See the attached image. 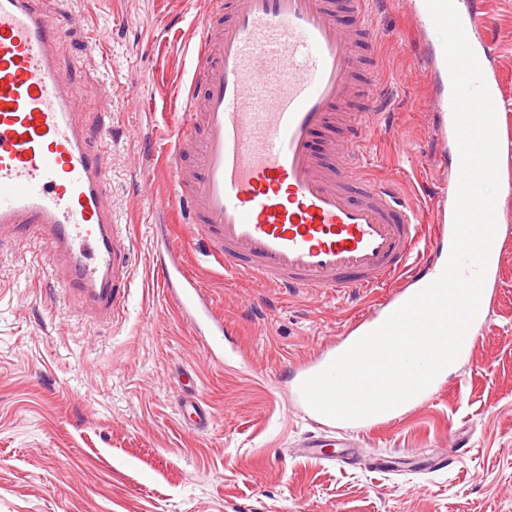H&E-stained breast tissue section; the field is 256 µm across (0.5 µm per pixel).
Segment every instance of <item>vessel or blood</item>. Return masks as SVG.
Masks as SVG:
<instances>
[{
  "instance_id": "obj_1",
  "label": "vessel or blood",
  "mask_w": 512,
  "mask_h": 512,
  "mask_svg": "<svg viewBox=\"0 0 512 512\" xmlns=\"http://www.w3.org/2000/svg\"><path fill=\"white\" fill-rule=\"evenodd\" d=\"M369 0H209L200 19L194 93L170 136L175 177L157 209L179 208L206 255L262 288L339 297L390 289L384 306L351 330L384 323L443 272L447 215L460 169L438 181L437 217L426 233L388 183L363 175L364 130L375 87L357 79L362 45L376 31ZM493 101L501 70L484 35L488 0H455ZM61 25L39 0H0V233L28 230L49 246L50 267L97 320L119 316L132 284L130 241L103 203L107 163L60 78ZM441 141L455 139L450 81L439 83ZM340 128L315 151L316 135ZM497 224L512 222V165L500 163ZM505 242L494 238L484 283L497 285ZM156 281L213 361L237 360L227 330L177 254L157 260ZM181 413L199 429L209 415L185 393Z\"/></svg>"
}]
</instances>
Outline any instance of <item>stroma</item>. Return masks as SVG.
<instances>
[{
	"label": "stroma",
	"mask_w": 512,
	"mask_h": 512,
	"mask_svg": "<svg viewBox=\"0 0 512 512\" xmlns=\"http://www.w3.org/2000/svg\"><path fill=\"white\" fill-rule=\"evenodd\" d=\"M40 6L61 23V73L80 120L91 135L110 132L107 204L132 240L134 283L121 317L98 323L54 282L46 243L0 238V512H512V245L475 349L434 397L365 433L348 457L305 458L302 441L344 428L299 410L284 370L338 343L385 289L341 299L253 287L205 257L176 214L155 211L171 189L167 135L189 100L208 0ZM408 11L368 6L378 32L368 55L386 99L367 132L368 163L426 224L440 148L429 126L436 75L417 59L441 40L433 28L416 33ZM488 36L512 107V0H490ZM161 242L201 279L243 362L214 364L166 298L152 263ZM186 374L211 415L202 432L178 409ZM375 453L394 457V470L370 467Z\"/></svg>",
	"instance_id": "35a3bbf8"
}]
</instances>
